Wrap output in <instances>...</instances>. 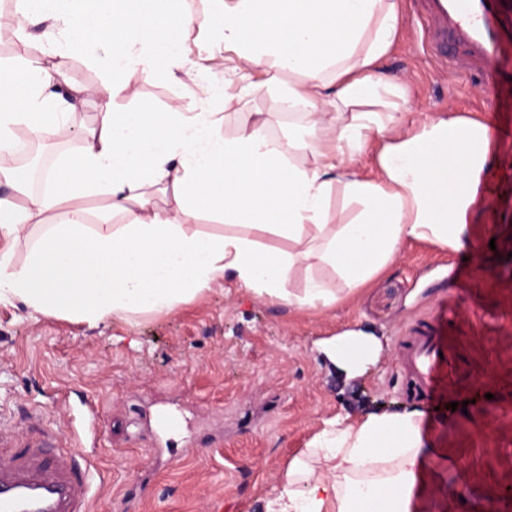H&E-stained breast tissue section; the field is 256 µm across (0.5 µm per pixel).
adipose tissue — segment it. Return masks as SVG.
Returning a JSON list of instances; mask_svg holds the SVG:
<instances>
[{
  "instance_id": "ef3b65f1",
  "label": "adipose tissue",
  "mask_w": 512,
  "mask_h": 512,
  "mask_svg": "<svg viewBox=\"0 0 512 512\" xmlns=\"http://www.w3.org/2000/svg\"><path fill=\"white\" fill-rule=\"evenodd\" d=\"M184 2L14 0L0 38H23L29 23L51 17L64 23L68 44L0 65V181L16 194L0 199V303L97 325L171 311L228 277L257 297L326 311L384 274L408 245L448 254L463 246L491 163L490 130L458 114L406 125L405 90L379 71L400 28L396 0H210L225 68L288 71L277 105L302 114L305 128L284 139L268 135L260 112L228 133L225 110L235 99L204 77L199 111H115L132 94L129 69L150 78L178 58ZM99 50L110 57L109 80L84 90L99 118L82 129L77 161L54 168L49 189L32 191L17 168L15 130L30 139L63 133L70 115L50 90L72 55ZM218 99L224 111H209ZM371 137L369 178L358 152ZM335 189L355 204L353 216L331 208ZM203 217L223 233L196 230ZM261 231L287 239L289 250H269ZM316 265L332 269L339 287L311 277ZM301 270L305 286L292 287ZM380 349L377 336L355 329L319 344L349 379ZM421 424L415 410L326 420L271 486L267 512H410L424 467Z\"/></svg>"
}]
</instances>
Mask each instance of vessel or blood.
<instances>
[{
    "label": "vessel or blood",
    "mask_w": 512,
    "mask_h": 512,
    "mask_svg": "<svg viewBox=\"0 0 512 512\" xmlns=\"http://www.w3.org/2000/svg\"><path fill=\"white\" fill-rule=\"evenodd\" d=\"M424 42L450 67L478 72L484 86L512 77V0H416ZM437 324L421 320L403 337L405 389L426 399L453 370ZM39 431L11 443L0 433V512H92V472L83 453Z\"/></svg>",
    "instance_id": "obj_1"
}]
</instances>
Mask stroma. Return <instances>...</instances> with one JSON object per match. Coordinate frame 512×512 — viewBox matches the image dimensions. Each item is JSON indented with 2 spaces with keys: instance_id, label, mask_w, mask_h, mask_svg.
Returning a JSON list of instances; mask_svg holds the SVG:
<instances>
[{
  "instance_id": "obj_1",
  "label": "stroma",
  "mask_w": 512,
  "mask_h": 512,
  "mask_svg": "<svg viewBox=\"0 0 512 512\" xmlns=\"http://www.w3.org/2000/svg\"><path fill=\"white\" fill-rule=\"evenodd\" d=\"M398 4L400 34L383 68L408 89L407 123L464 112L491 129L499 166L472 214L469 246L450 256L410 246L351 302L323 313L255 299L232 279L172 311L97 327L18 301L0 304V417L21 439L31 416H41L64 445L86 454L92 512H266L269 485L323 420L375 408L429 419V465L416 479L411 512H476L490 492L499 512H512V100L490 110L477 78L442 69L427 52L413 0ZM185 10L192 22L180 61L151 80L130 71L137 96L117 110L177 103L195 111L193 78L202 71L244 95L227 131L264 112L269 135L286 134L276 99L287 73L246 63L225 72L208 52L205 0H186ZM71 110L72 132L48 153L56 164L78 154V131L98 112L79 99ZM479 259L491 276L475 275ZM445 303L454 356L446 400L465 403L462 411L411 399L399 364L400 337ZM352 327L376 333L382 348L347 382L317 343ZM490 390L498 394L492 403ZM90 405L106 418L93 445L80 427ZM162 414L179 418L180 428H157ZM441 484L459 499H440Z\"/></svg>"
}]
</instances>
